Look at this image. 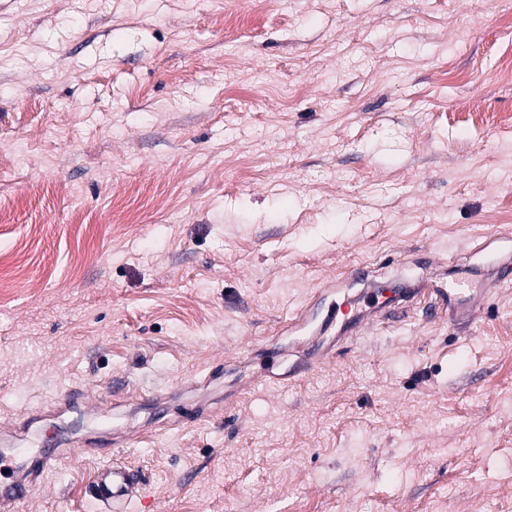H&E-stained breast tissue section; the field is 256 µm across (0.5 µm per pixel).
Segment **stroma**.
I'll use <instances>...</instances> for the list:
<instances>
[{"mask_svg":"<svg viewBox=\"0 0 512 512\" xmlns=\"http://www.w3.org/2000/svg\"><path fill=\"white\" fill-rule=\"evenodd\" d=\"M511 56L512 0H0V441L68 448L20 512L112 463L127 512H512ZM425 284L470 321L330 350Z\"/></svg>","mask_w":512,"mask_h":512,"instance_id":"35a3bbf8","label":"stroma"}]
</instances>
